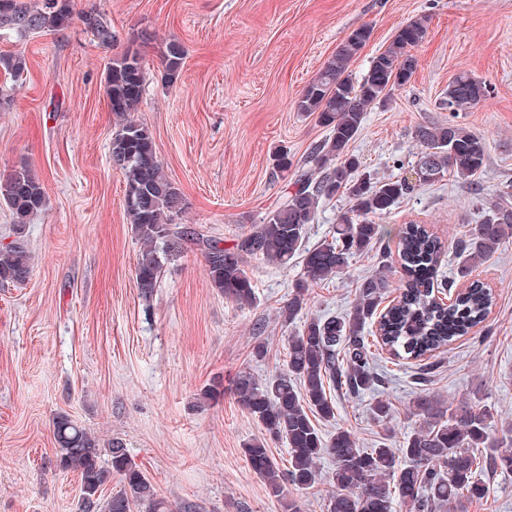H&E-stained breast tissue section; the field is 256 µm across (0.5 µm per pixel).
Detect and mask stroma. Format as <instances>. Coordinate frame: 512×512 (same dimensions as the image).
I'll return each instance as SVG.
<instances>
[{
	"label": "stroma",
	"instance_id": "35a3bbf8",
	"mask_svg": "<svg viewBox=\"0 0 512 512\" xmlns=\"http://www.w3.org/2000/svg\"><path fill=\"white\" fill-rule=\"evenodd\" d=\"M112 23L116 43L103 47L73 20L61 32L0 40V52L24 55L27 73L0 90L13 105L0 112V174L28 161L44 183L45 210L22 237L32 272L20 285L0 283V512H78L77 473L59 468L52 420L69 413L100 443L120 439L158 494L171 505L204 512H280L243 454L263 427L231 391L239 371L266 378L283 368L289 329L276 315L300 265L280 268L249 260L256 300L242 307L209 285L191 237L201 233L232 246L282 199L291 177L273 166L279 150L305 159L328 130L295 101L349 34L371 36L349 70L359 79L397 31L422 14L427 34L414 48L417 68L385 107L365 114L350 150L375 177L412 169L421 146L415 128L446 122L440 101L462 72L489 85L457 123L483 138L488 160L473 185L453 176L401 199L382 222L395 229L426 225L443 243L441 298L469 280L493 295L487 320L427 359L428 388L448 402L476 394L512 415V242L458 277L456 246L477 216L472 187L495 194L512 185V0H75ZM186 49L179 79L162 77L168 40ZM138 51L146 83L135 119L146 124L168 178L186 198L178 222L188 231L171 251L152 298L141 297L135 267L142 244L124 212L125 183L109 157L117 119L104 76L116 55ZM368 253L328 283L311 285L308 316L347 311L356 282L375 272ZM267 355H252L256 342ZM388 375L383 397L394 411V438L415 425L407 408L418 364H395L377 353ZM225 393L200 402L214 385ZM336 418L364 448L379 429L370 395L336 394ZM489 491L466 512H512V473L485 472Z\"/></svg>",
	"mask_w": 512,
	"mask_h": 512
}]
</instances>
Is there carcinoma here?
Here are the masks:
<instances>
[{
	"mask_svg": "<svg viewBox=\"0 0 512 512\" xmlns=\"http://www.w3.org/2000/svg\"><path fill=\"white\" fill-rule=\"evenodd\" d=\"M9 2L10 15L0 10V32L19 37L46 31H64L74 20L75 0H0ZM85 30L99 45L116 40L112 24L95 11L79 15ZM429 17L422 16L402 27L384 51L373 57L361 80L353 81L349 64L370 37L360 27L337 48L295 101L298 112L316 115L329 128L314 144L307 158L296 163L287 153L275 158L276 167L293 172L294 188L284 194L264 221L254 224L231 247L204 236L195 238L207 268L211 288L240 306L255 300L253 281L246 270L247 258L279 267L300 260L304 279L279 310L284 327L304 314L308 288L345 274L352 260L381 250L379 268L356 283L351 308L339 315L309 317L288 337V359L275 375L259 379L242 371L233 380L237 403L265 429L269 439L284 443L288 467L281 470L262 439L243 444L252 471L264 482L268 494L284 512H300L297 502L285 492L290 483L311 490L322 481L318 462L327 455L334 463V489L324 500V512H461L463 502L481 499L487 487L479 471L512 472V453L499 450L492 432L501 415L479 399L463 398L455 404L423 390L409 402L408 412L419 425L403 437L399 447L390 444L392 408L379 396L386 384L384 374L373 367L372 344L367 326L376 325L377 343L399 359L422 361L469 334L488 318L493 304L490 289L476 280L448 302L434 294L442 243L423 224H406L397 230L398 255L406 277L396 303L383 306L390 288L388 276L390 231L374 218L390 213L417 186L405 177L377 179L366 170L349 146L358 136L368 107L387 105L391 91L410 82L417 61L412 50L425 38ZM185 50L172 40L163 52L165 82L180 77ZM0 68L12 78L27 69L24 56L0 55ZM144 64L137 51H125L109 63L105 91L111 112L122 118L112 136L110 159L125 182V191L139 194V202L124 205L125 214L144 249L135 268V279L144 298L153 295L170 245L185 236L176 219L186 201L169 181L155 151L153 136L142 122L126 118L136 110L144 90ZM489 94L486 83L465 73L449 84L442 106L465 112ZM415 137L422 147L413 171L423 170L430 183L450 173L469 183L487 162L485 141L450 119L445 124L426 122L417 126ZM337 196L350 207L336 224L331 240L313 246L305 243L322 202ZM3 199L22 233L30 216L46 208V193L39 176L24 161L0 183ZM470 207L483 213L477 224L468 225L457 242L464 257L461 277L472 267L489 261L512 238V192L503 190L489 198L475 191ZM31 255L22 240L0 248V282L24 283L31 272ZM334 385L350 395L373 392V421L382 429L372 448H362L350 431L338 428L325 435L316 419H336V405L326 387ZM53 435L59 466L79 475L81 512H203L195 502L185 501L172 510L149 478L132 461L120 441L99 447V441L70 415L54 416ZM119 490L104 494L111 478Z\"/></svg>",
	"mask_w": 512,
	"mask_h": 512,
	"instance_id": "cac0c4a2",
	"label": "carcinoma"
}]
</instances>
